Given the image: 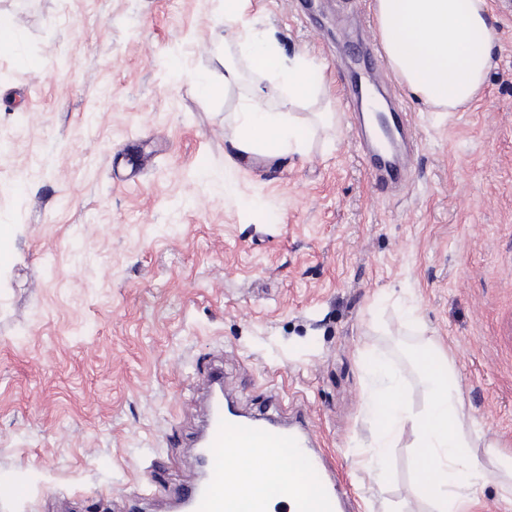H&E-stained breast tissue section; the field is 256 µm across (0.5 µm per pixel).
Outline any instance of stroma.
I'll return each mask as SVG.
<instances>
[{
    "label": "stroma",
    "instance_id": "stroma-1",
    "mask_svg": "<svg viewBox=\"0 0 512 512\" xmlns=\"http://www.w3.org/2000/svg\"><path fill=\"white\" fill-rule=\"evenodd\" d=\"M371 2L251 0L245 26L334 88L331 124L294 107L308 147L270 159L234 147L262 79L224 0H0L22 25L0 55V468L30 489L0 512H172L219 358L242 412L308 415L352 512H430L413 431L372 477L368 353L418 411L416 352H449L472 425L512 455V0H489L467 111L383 85L417 143L386 191L346 101Z\"/></svg>",
    "mask_w": 512,
    "mask_h": 512
}]
</instances>
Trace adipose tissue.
<instances>
[{
	"instance_id": "ef3b65f1",
	"label": "adipose tissue",
	"mask_w": 512,
	"mask_h": 512,
	"mask_svg": "<svg viewBox=\"0 0 512 512\" xmlns=\"http://www.w3.org/2000/svg\"><path fill=\"white\" fill-rule=\"evenodd\" d=\"M249 4L250 0H224L227 29L247 51L252 70L270 85L257 87L239 113L235 146L269 158L303 152L306 140L288 108L304 99L331 101L332 86L317 78L308 59L286 58L270 39L242 27ZM371 9L386 60L413 97L445 112L480 97L498 40L488 0H372ZM272 88L279 91L284 110L268 107ZM416 367L428 397L418 412L405 407L400 383L384 366L374 358L368 362L377 381L368 408L378 422V447H391L405 429L415 431V492L432 503L433 512H459L464 500L474 499L492 479L501 488L504 512H512V457L499 456L494 471L487 472L475 470L464 454L485 438L467 421L449 360L426 347L420 350ZM224 466L244 477V491L250 495L262 493L278 471L274 461L254 451L231 452Z\"/></svg>"
}]
</instances>
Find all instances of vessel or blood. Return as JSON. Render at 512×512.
Returning <instances> with one entry per match:
<instances>
[{
    "label": "vessel or blood",
    "mask_w": 512,
    "mask_h": 512,
    "mask_svg": "<svg viewBox=\"0 0 512 512\" xmlns=\"http://www.w3.org/2000/svg\"><path fill=\"white\" fill-rule=\"evenodd\" d=\"M409 115L396 109L386 112L378 128L385 147H377L366 127L358 137L376 182L387 186L403 170V146L411 135ZM206 464L200 480L178 493L180 512H269L272 501L293 492L298 476L313 478L319 491L302 500L300 512H345L346 501L338 488L336 472L327 466L322 451L314 448L310 426L302 421L285 423L272 417H244L233 414L223 399L210 397L205 408L203 429L197 439ZM231 448H253L274 457L288 455L287 477L271 483L259 495H243L238 478L224 468V456Z\"/></svg>",
    "instance_id": "vessel-or-blood-1"
}]
</instances>
